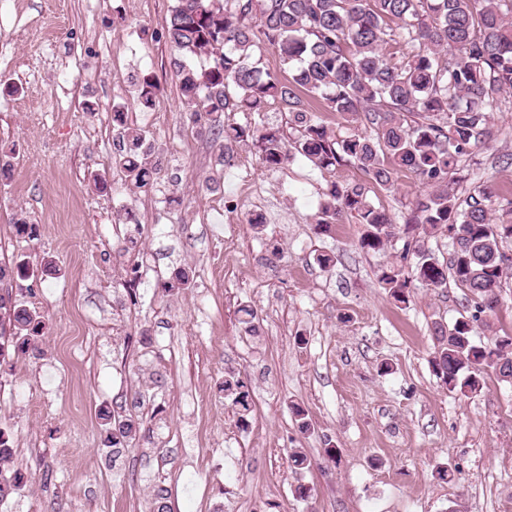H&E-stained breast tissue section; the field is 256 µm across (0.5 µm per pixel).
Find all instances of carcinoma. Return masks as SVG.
<instances>
[{
  "instance_id": "carcinoma-1",
  "label": "carcinoma",
  "mask_w": 512,
  "mask_h": 512,
  "mask_svg": "<svg viewBox=\"0 0 512 512\" xmlns=\"http://www.w3.org/2000/svg\"><path fill=\"white\" fill-rule=\"evenodd\" d=\"M164 36L186 111L193 124L208 126L217 162L248 142L268 167L298 154L318 169H359L366 181L328 187L320 230L353 216L364 226L358 244L366 252L404 240L400 260L378 277L397 303L410 302L416 282L436 289L451 279L466 289L470 312L434 323L433 372L462 397L483 389L489 369L512 386V336L475 340L477 323L490 327L512 273L502 250L512 241V198L487 181L461 202L452 187L459 162L495 139L494 113L512 101V0H173ZM264 47L278 52L288 76L260 66ZM127 93L150 108L160 85L145 76ZM308 96L363 129L337 137L312 113ZM270 102L291 114L288 129L224 121L228 112H257ZM113 121L112 166L137 188L154 185L162 167L144 147L145 130L122 112ZM401 169L425 190L397 224L369 192L391 189ZM437 232L448 236L446 263L425 248ZM238 313L244 331L256 332V309L244 305ZM39 332L37 316L0 294V339ZM221 389L240 417L251 412L242 380L229 376ZM135 431L130 417L112 414V447Z\"/></svg>"
}]
</instances>
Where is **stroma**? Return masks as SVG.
I'll return each instance as SVG.
<instances>
[{"label":"stroma","instance_id":"stroma-1","mask_svg":"<svg viewBox=\"0 0 512 512\" xmlns=\"http://www.w3.org/2000/svg\"><path fill=\"white\" fill-rule=\"evenodd\" d=\"M171 4L0 0V81L14 87L0 91V262L26 266L7 289L42 325L0 357V439L13 450L0 476L22 478L0 512H156L161 500L171 512H512V387L490 374L458 398L429 363L434 323L464 311L466 290L418 287L395 303L378 275L401 239L362 251L352 217L320 233L330 182L361 180L355 167L298 156L269 169L244 147L217 163L161 36ZM147 74L162 88L149 110L126 92ZM118 107L163 161L153 189L110 166ZM496 130L460 162L459 197L485 181L512 193L511 110ZM243 181L284 220L257 233L243 208L228 260L220 209ZM422 191L401 171L371 198L400 224ZM320 253L335 265L322 269ZM179 268L189 288L165 291ZM245 304L257 335L238 323ZM229 372L252 399L244 424L219 391ZM115 410L137 427L118 451ZM294 448L309 467H291Z\"/></svg>","mask_w":512,"mask_h":512}]
</instances>
